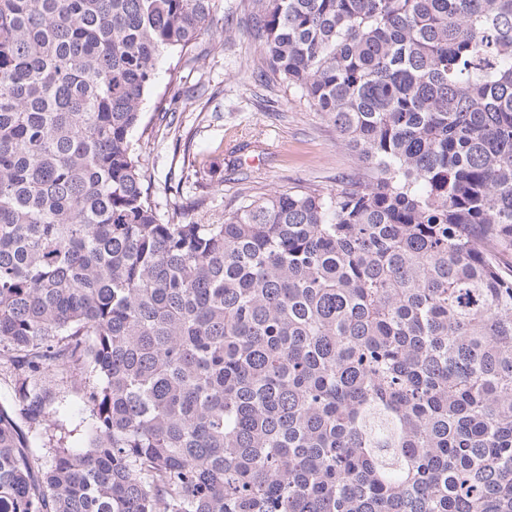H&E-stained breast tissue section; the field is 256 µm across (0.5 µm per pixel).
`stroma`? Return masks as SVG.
<instances>
[{"label": "stroma", "instance_id": "35a3bbf8", "mask_svg": "<svg viewBox=\"0 0 512 512\" xmlns=\"http://www.w3.org/2000/svg\"><path fill=\"white\" fill-rule=\"evenodd\" d=\"M214 24L188 58L164 55L133 132L162 220L191 207L220 224L246 196L292 187L341 188L359 164L335 128L280 82L257 80L252 0H217ZM47 424L85 446L94 418L73 378L50 373Z\"/></svg>", "mask_w": 512, "mask_h": 512}]
</instances>
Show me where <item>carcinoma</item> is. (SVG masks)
<instances>
[{
	"instance_id": "cac0c4a2",
	"label": "carcinoma",
	"mask_w": 512,
	"mask_h": 512,
	"mask_svg": "<svg viewBox=\"0 0 512 512\" xmlns=\"http://www.w3.org/2000/svg\"><path fill=\"white\" fill-rule=\"evenodd\" d=\"M215 0H0V512H512V0H253L371 179L164 222L132 140ZM63 368L87 446L29 445Z\"/></svg>"
}]
</instances>
